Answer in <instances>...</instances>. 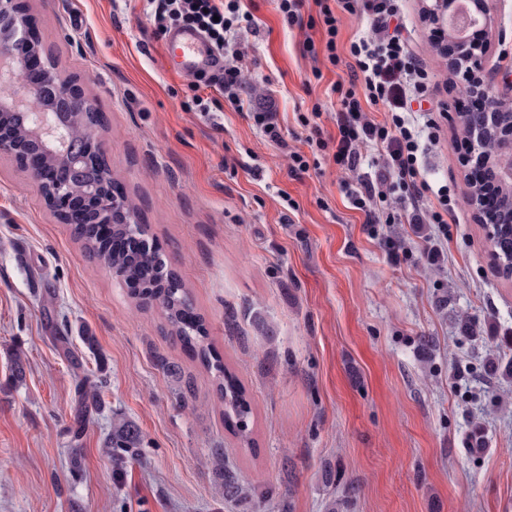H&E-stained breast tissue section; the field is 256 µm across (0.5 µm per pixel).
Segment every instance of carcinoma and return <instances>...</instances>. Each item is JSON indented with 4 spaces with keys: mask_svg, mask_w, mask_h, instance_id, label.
Wrapping results in <instances>:
<instances>
[{
    "mask_svg": "<svg viewBox=\"0 0 512 512\" xmlns=\"http://www.w3.org/2000/svg\"><path fill=\"white\" fill-rule=\"evenodd\" d=\"M112 236L124 239L134 244V247L114 251L112 245L99 239L91 227L80 234L78 239L90 253L98 256L111 253L112 267L122 274L123 280L139 285L135 292L137 298L161 308L170 336L194 352L201 363L215 374L217 392L224 404V421L233 428L242 447H254L255 441L250 429L252 408L245 388L224 366L212 347L205 344L207 334L204 319L195 312L188 289L168 259L154 244L143 241V238L150 237L149 225L114 224ZM141 443V431L135 421L123 416L112 418L104 450L116 468H122L127 460L137 456ZM211 459L225 501L243 503L253 498L251 487L234 471L225 467L224 449H212Z\"/></svg>",
    "mask_w": 512,
    "mask_h": 512,
    "instance_id": "obj_1",
    "label": "carcinoma"
}]
</instances>
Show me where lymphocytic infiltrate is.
Segmentation results:
<instances>
[{
    "mask_svg": "<svg viewBox=\"0 0 512 512\" xmlns=\"http://www.w3.org/2000/svg\"><path fill=\"white\" fill-rule=\"evenodd\" d=\"M146 15L155 31L165 33L176 27H192L202 32L224 59L215 75L196 76L197 88L208 89L241 106L240 91L248 65L234 49L231 39L241 30L253 29L257 21L244 10L242 0H146ZM324 29L325 56L331 65L342 57L352 60L348 81H337L332 90L339 96L336 136H316L318 151H331L335 164L356 170L361 147L368 146L384 155V171L375 178L361 179V188L352 192L353 206L363 211L367 223H379L390 207L389 196L401 191L421 200L433 195L425 210L431 224H447L454 208L447 187L432 189L422 175L418 156L420 135L407 117L408 104L425 101L432 94L431 80L424 68L401 15V0H313ZM362 16L370 23L366 35L350 41L347 50L339 48L342 20ZM309 53H316L313 39H306ZM385 105L382 119L367 115L370 106Z\"/></svg>",
    "mask_w": 512,
    "mask_h": 512,
    "instance_id": "lymphocytic-infiltrate-1",
    "label": "lymphocytic infiltrate"
}]
</instances>
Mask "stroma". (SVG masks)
Here are the masks:
<instances>
[{"mask_svg":"<svg viewBox=\"0 0 512 512\" xmlns=\"http://www.w3.org/2000/svg\"><path fill=\"white\" fill-rule=\"evenodd\" d=\"M244 3L259 21L238 37L246 107L222 99L208 118L193 76L166 66L145 0L25 7L58 71L96 104L118 186L244 386L255 447H240L212 373L172 339L160 308L138 304L0 154V512H325L332 499L342 512H512V281L496 274L465 201L463 84L445 77L420 0H403L402 15L434 89L411 111L418 121L434 102L448 109L421 155L424 178L455 200L444 232L408 223L398 194L391 222L365 228L345 191L356 175L327 156L292 171L248 106L271 96L290 150L310 154L300 118L320 108L324 135H335L331 87L349 67L304 55V40L321 37L311 2L298 28L275 0ZM491 11L508 38L491 45L487 66L506 96L512 0ZM161 359L180 378L158 370ZM87 384L100 387L99 410L81 408ZM116 413L143 437L119 478L103 450ZM73 448L83 454L75 476ZM215 448L253 503L225 502ZM327 467L334 483L322 479Z\"/></svg>","mask_w":512,"mask_h":512,"instance_id":"35a3bbf8","label":"stroma"}]
</instances>
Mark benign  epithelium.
Instances as JSON below:
<instances>
[{
  "mask_svg": "<svg viewBox=\"0 0 512 512\" xmlns=\"http://www.w3.org/2000/svg\"><path fill=\"white\" fill-rule=\"evenodd\" d=\"M470 3L477 28L488 32L493 23L488 0ZM448 46L459 58L454 68L465 65L468 77L484 72L485 40L461 37L450 29ZM41 53L17 0H0V80L21 88L18 95L0 101V154L11 155L47 191L45 201L61 223L96 224L103 231L117 222L138 223L137 211L114 192L112 171L104 158L101 117L82 89L50 62L41 64L38 83H27L26 57ZM483 90L490 99L492 127L470 132V140L479 157L496 169L511 204L512 123L504 126L499 117L512 112V98L498 96L487 83Z\"/></svg>",
  "mask_w": 512,
  "mask_h": 512,
  "instance_id": "7a95c632",
  "label": "benign epithelium"
}]
</instances>
